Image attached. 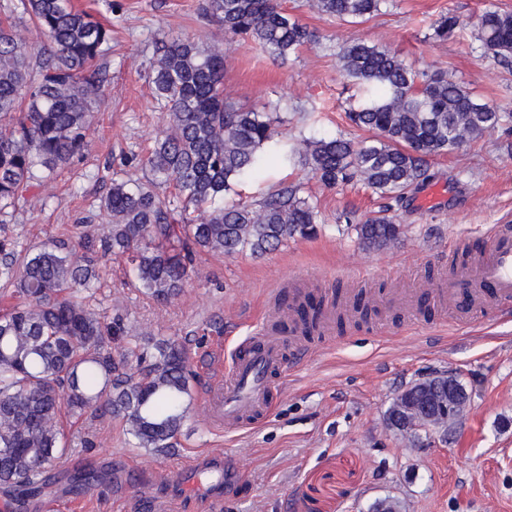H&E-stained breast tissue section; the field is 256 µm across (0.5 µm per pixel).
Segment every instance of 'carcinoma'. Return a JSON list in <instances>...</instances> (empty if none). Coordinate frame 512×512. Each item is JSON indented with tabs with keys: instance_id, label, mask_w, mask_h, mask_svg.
<instances>
[{
	"instance_id": "carcinoma-1",
	"label": "carcinoma",
	"mask_w": 512,
	"mask_h": 512,
	"mask_svg": "<svg viewBox=\"0 0 512 512\" xmlns=\"http://www.w3.org/2000/svg\"><path fill=\"white\" fill-rule=\"evenodd\" d=\"M388 0H308V6L352 24L382 11ZM6 14L30 16L49 47L25 48L13 25L0 20V215L34 188L36 171L52 174L82 153L86 132L109 79L100 62L112 27L72 0H17ZM205 12L224 35L250 39L285 58L320 36L283 11L278 0H205ZM484 49L512 58V13L487 8L471 22ZM431 36L463 31L453 15L430 25ZM149 78L165 102L167 125L145 159V181L112 180L101 208L110 222L103 251L125 260L141 292L158 304L177 297L196 275L201 252L231 256L270 252L316 234L319 215L299 184L258 203L224 204L233 186L270 162L299 158L329 189L359 182L396 202L427 178L425 159L461 149L507 122L456 81L418 73L390 50L356 40L340 54L344 74L365 89L350 121L372 133L358 144L338 135L297 144L274 127L275 112L247 109L224 97V55L189 36L169 37L156 50ZM366 249L397 244L401 225L385 215L356 225ZM99 278L95 259L79 260L58 245L17 250L0 241V284L17 299L0 313V483L20 497L35 492L67 454L66 422L85 414L121 420L140 448L177 446L193 399L185 346L161 340L116 354L109 343L125 333L123 319L107 321L88 294ZM321 301L293 308L305 332L317 327ZM150 357L146 370L134 364ZM459 405L440 409L439 431L467 408L455 376H436L402 390L386 420L418 438L406 407L448 392Z\"/></svg>"
}]
</instances>
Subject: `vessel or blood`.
Returning <instances> with one entry per match:
<instances>
[{
  "instance_id": "1",
  "label": "vessel or blood",
  "mask_w": 512,
  "mask_h": 512,
  "mask_svg": "<svg viewBox=\"0 0 512 512\" xmlns=\"http://www.w3.org/2000/svg\"><path fill=\"white\" fill-rule=\"evenodd\" d=\"M488 238L486 248L468 255L432 291L454 322L469 324L490 312L500 318L512 315V225H492ZM283 319V311L266 310L257 329L234 349L223 382L204 397L210 423L236 431L269 407L274 376L284 360Z\"/></svg>"
}]
</instances>
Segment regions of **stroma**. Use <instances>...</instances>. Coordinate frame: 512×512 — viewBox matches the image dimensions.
I'll use <instances>...</instances> for the list:
<instances>
[{
	"mask_svg": "<svg viewBox=\"0 0 512 512\" xmlns=\"http://www.w3.org/2000/svg\"><path fill=\"white\" fill-rule=\"evenodd\" d=\"M362 24L312 11L306 0H281L283 9L321 36L277 58L257 44L225 37L202 10L203 0H74L112 26L107 52L110 82L87 131V146L19 202L0 223V239L36 249L55 241L76 244L75 227L93 239L108 233L99 205L117 177L142 179L141 165L164 129L165 111L148 77L158 41L188 35L224 56V92L252 107L279 102L276 128L295 140L338 134L360 141L365 131L345 113L359 92L339 66L344 46L364 40L390 48L413 68L444 73L500 111L512 113V61L487 54L474 34L433 39L431 22L444 15L468 21L493 6L512 12V0H390ZM512 134L496 129L457 152L429 158V184L400 203L360 184L328 189L302 164L273 166L235 186L225 202L258 200L283 185L300 184L317 204L318 233L278 250L232 256L201 253L198 273L173 302L159 305L135 287L124 262L99 255L100 279L90 299L107 318L122 317L126 333L113 351L148 339L184 344L193 375V401L176 448L136 447L113 418H81L67 425L71 450L25 512L46 500L82 498L86 512H370L378 501L397 512H512V321L484 315L461 327L437 305L429 288L452 271L457 250L485 246L491 225L512 220ZM388 210L405 227L384 250L363 249L355 223ZM372 274L368 319L345 317L343 327L313 340L310 352L287 350L285 370L268 414L227 434L200 417L216 339L232 351L261 306L300 289H361L358 272ZM413 289L414 314L379 307L376 297ZM441 374L461 380L470 395L464 415L445 438L408 441L391 428L386 411L410 385ZM101 482L84 493L72 480L82 470Z\"/></svg>",
	"mask_w": 512,
	"mask_h": 512,
	"instance_id": "35a3bbf8",
	"label": "stroma"
}]
</instances>
